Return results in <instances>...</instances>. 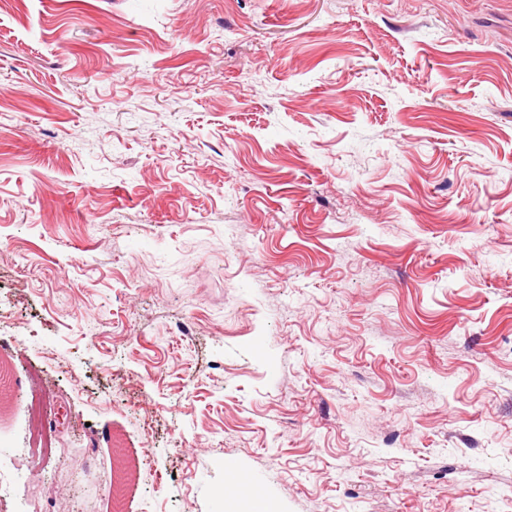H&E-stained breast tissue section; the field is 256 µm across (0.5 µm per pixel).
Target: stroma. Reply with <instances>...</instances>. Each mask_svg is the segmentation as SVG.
Segmentation results:
<instances>
[{
	"label": "stroma",
	"mask_w": 512,
	"mask_h": 512,
	"mask_svg": "<svg viewBox=\"0 0 512 512\" xmlns=\"http://www.w3.org/2000/svg\"><path fill=\"white\" fill-rule=\"evenodd\" d=\"M0 357L16 512H512V0H0Z\"/></svg>",
	"instance_id": "35a3bbf8"
}]
</instances>
